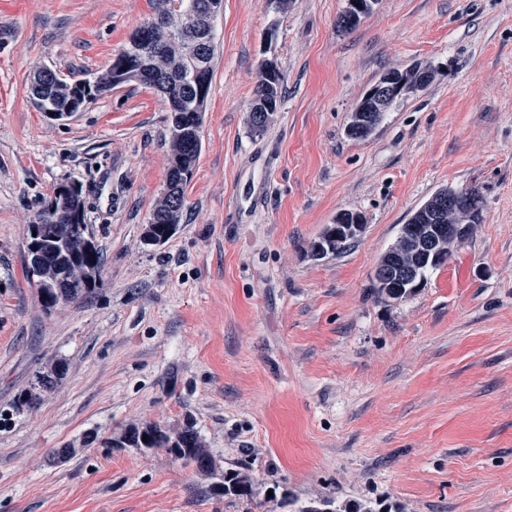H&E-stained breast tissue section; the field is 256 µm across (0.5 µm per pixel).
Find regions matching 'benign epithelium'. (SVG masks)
Here are the masks:
<instances>
[{"label":"benign epithelium","mask_w":512,"mask_h":512,"mask_svg":"<svg viewBox=\"0 0 512 512\" xmlns=\"http://www.w3.org/2000/svg\"><path fill=\"white\" fill-rule=\"evenodd\" d=\"M223 0H209L205 9L189 4L184 11V28H193L198 25L200 17L207 15L215 17L222 13ZM369 4L364 0H348L346 21L357 24L365 17ZM162 29L160 35L152 36L139 42L135 51L129 54L128 59L140 64L157 55L166 43L173 40L171 31L156 23ZM429 71L420 70L418 82L410 87L403 86L397 81L396 74L388 73L380 78L365 94L358 111L361 120L350 131L361 137L365 133L368 122L388 111L394 99L413 93L426 86ZM460 208L454 199L446 193L437 195L433 203L429 204L420 215L417 223L411 224L401 232L393 251L388 258L377 264L375 280L379 287L390 292L388 298L402 300L411 296L420 283L417 282L416 272L422 266L437 267L448 261V250L462 244L470 235L471 224L459 219ZM365 230L361 215L357 213L342 212L336 216V222L329 225L330 238L341 244L345 240L359 237Z\"/></svg>","instance_id":"1"}]
</instances>
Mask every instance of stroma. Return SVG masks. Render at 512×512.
Returning a JSON list of instances; mask_svg holds the SVG:
<instances>
[{"label": "stroma", "instance_id": "obj_1", "mask_svg": "<svg viewBox=\"0 0 512 512\" xmlns=\"http://www.w3.org/2000/svg\"><path fill=\"white\" fill-rule=\"evenodd\" d=\"M346 6L224 0L186 205L151 245L161 93L124 83L62 120L31 94L42 68L104 73L150 0H0V512H284L285 497L512 512V0H376L349 29ZM265 60L284 84L257 133ZM416 65L433 81L348 137L369 87ZM71 184L104 266L93 294L48 309L27 227ZM446 187L478 190L482 223L410 297H377L380 256ZM345 211L363 234L314 256ZM59 360L62 380L19 406ZM188 417L211 472L102 444ZM244 468L252 499L225 497Z\"/></svg>", "mask_w": 512, "mask_h": 512}]
</instances>
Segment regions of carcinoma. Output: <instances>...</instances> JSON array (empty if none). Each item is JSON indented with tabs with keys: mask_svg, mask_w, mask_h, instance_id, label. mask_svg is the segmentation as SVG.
Returning <instances> with one entry per match:
<instances>
[{
	"mask_svg": "<svg viewBox=\"0 0 512 512\" xmlns=\"http://www.w3.org/2000/svg\"><path fill=\"white\" fill-rule=\"evenodd\" d=\"M190 0H153L154 14L132 35L129 45L121 49L116 57L135 49L146 27L160 19L171 30H180L183 23V10ZM215 47H210L203 59V71L198 85L204 94L197 96L195 89L186 85L190 81L191 63L199 55V46L191 35H185L173 45L165 47L155 60L153 71L171 86V94L166 96L171 112V145L166 190L151 214L145 229L148 242H166L180 223L185 198L184 185L192 175L193 166L200 154L201 139L195 136V129L202 126L204 112L213 77ZM77 83L59 79L57 73L43 69L34 76L31 91L36 106L41 111L49 108L63 110L75 94ZM282 83L266 85L258 82L255 98H263L274 106H279ZM85 203L81 189L70 186L56 192L54 199L44 209L41 220L45 233L37 237H27V252L38 249L42 261L29 262V271L37 277L38 293L47 289L41 287L43 278L65 275L75 279L74 299L92 294L101 279L102 258L97 246L87 247L84 240L73 234V226L85 223ZM109 445L119 444L134 448H168L176 458L207 473L211 454L204 448L195 423L188 418L182 427L170 431L157 424L132 426L106 440ZM252 479L244 471L224 473V496L232 499L248 498L252 494ZM295 512H382L370 501H339L332 498L313 499L298 507Z\"/></svg>",
	"mask_w": 512,
	"mask_h": 512,
	"instance_id": "1",
	"label": "carcinoma"
}]
</instances>
